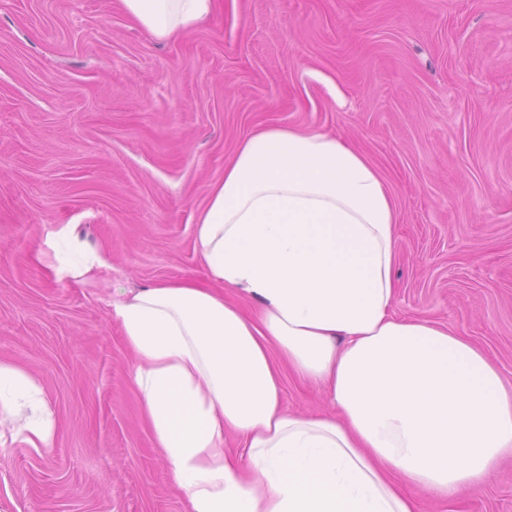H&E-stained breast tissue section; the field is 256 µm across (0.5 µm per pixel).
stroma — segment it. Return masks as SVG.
Returning a JSON list of instances; mask_svg holds the SVG:
<instances>
[{
	"mask_svg": "<svg viewBox=\"0 0 512 512\" xmlns=\"http://www.w3.org/2000/svg\"><path fill=\"white\" fill-rule=\"evenodd\" d=\"M336 135L398 208L395 310L512 386V0H217L154 40L119 0H0V361L42 383L52 448L0 447V512H185L132 382L115 289L204 279L195 226L238 143ZM68 228L106 264L58 272ZM282 402L326 411L291 371ZM418 512H512V457Z\"/></svg>",
	"mask_w": 512,
	"mask_h": 512,
	"instance_id": "obj_1",
	"label": "stroma"
}]
</instances>
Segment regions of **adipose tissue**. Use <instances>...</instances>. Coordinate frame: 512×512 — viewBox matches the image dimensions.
I'll return each mask as SVG.
<instances>
[{
  "instance_id": "1",
  "label": "adipose tissue",
  "mask_w": 512,
  "mask_h": 512,
  "mask_svg": "<svg viewBox=\"0 0 512 512\" xmlns=\"http://www.w3.org/2000/svg\"><path fill=\"white\" fill-rule=\"evenodd\" d=\"M119 2L160 40L216 6ZM397 221L361 151L267 126L210 187L195 237L205 280L116 289L142 414L186 512H417L408 487L452 497L512 452V389L496 366L459 332L393 312ZM51 248L66 273L103 264L65 228ZM286 369L322 385L330 410L286 411ZM55 433L37 379L0 362V447L48 449Z\"/></svg>"
}]
</instances>
